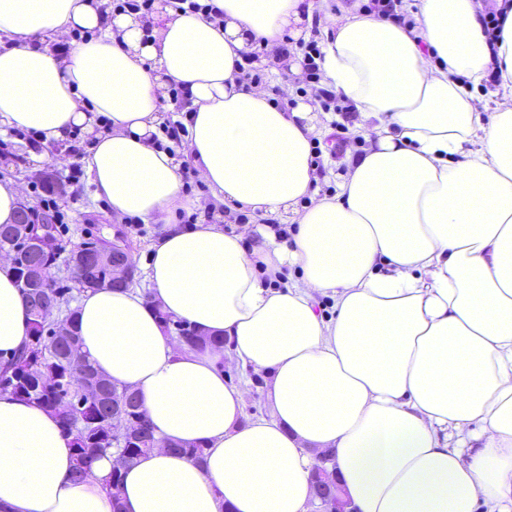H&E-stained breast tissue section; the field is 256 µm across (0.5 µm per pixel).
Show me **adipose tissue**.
<instances>
[{"mask_svg":"<svg viewBox=\"0 0 512 512\" xmlns=\"http://www.w3.org/2000/svg\"><path fill=\"white\" fill-rule=\"evenodd\" d=\"M106 0H0V128L92 134L88 173L117 217L160 225L148 292L78 303L81 352L138 392L165 448L123 474L125 512H309L315 452L333 453L357 512H512V12L496 49L482 0H408L412 31L340 6L322 67L356 103L369 146L339 191L313 187V107L278 110L237 69L262 40L309 34L326 0H217L223 22L158 6L152 35ZM91 31L58 59L50 42ZM502 71L495 111L476 93ZM192 99L188 151L218 201L269 217L253 246L218 224L180 227L158 102ZM107 132H97L100 118ZM289 215L292 241L271 221ZM296 280H282L286 266ZM332 303V316L319 309ZM165 309L220 348L166 337ZM29 338L26 298L0 259V356ZM264 376L271 418H246L225 361ZM72 437L0 394V512H112L111 457L70 479Z\"/></svg>","mask_w":512,"mask_h":512,"instance_id":"ef3b65f1","label":"adipose tissue"}]
</instances>
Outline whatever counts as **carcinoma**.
<instances>
[{
  "label": "carcinoma",
  "instance_id": "1",
  "mask_svg": "<svg viewBox=\"0 0 512 512\" xmlns=\"http://www.w3.org/2000/svg\"><path fill=\"white\" fill-rule=\"evenodd\" d=\"M60 224L0 225V253L9 254L18 281L27 297L32 321L30 338L11 359L0 362V393L50 410L74 436L73 479L83 480L92 464L114 451L121 466L128 467L157 447L139 396L112 382L80 355L76 331V295L112 285V243L83 239L70 246L60 243ZM63 264L68 276L57 279L52 269ZM166 333L189 348L202 351L220 341L194 326L157 310ZM93 397L83 395L86 386ZM177 453L201 462L206 448L200 444L170 443ZM112 502V512H122V470L101 478Z\"/></svg>",
  "mask_w": 512,
  "mask_h": 512
}]
</instances>
